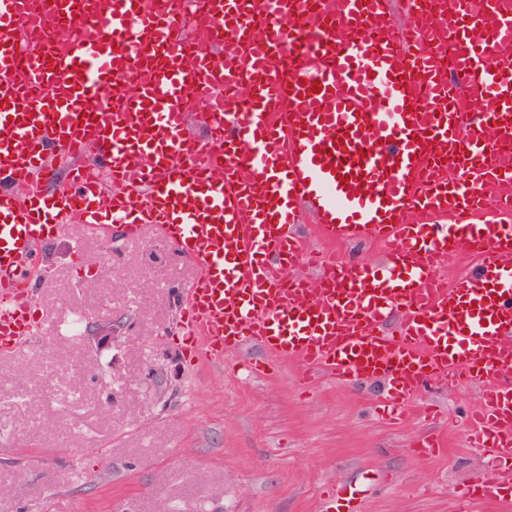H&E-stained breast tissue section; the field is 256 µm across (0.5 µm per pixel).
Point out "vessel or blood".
Here are the masks:
<instances>
[{
  "label": "vessel or blood",
  "instance_id": "obj_1",
  "mask_svg": "<svg viewBox=\"0 0 512 512\" xmlns=\"http://www.w3.org/2000/svg\"><path fill=\"white\" fill-rule=\"evenodd\" d=\"M463 5L465 27L404 0L396 29L391 0H0V355L41 328L43 246L149 230L196 270L182 352L253 343L305 381L385 377L390 422L428 385H477L491 457L456 501L512 495V200L486 203L512 189V0ZM201 10L212 41L190 54ZM53 147L68 177L45 196ZM350 240L385 263L338 253ZM460 254L470 270L437 274ZM360 495L329 487L326 512Z\"/></svg>",
  "mask_w": 512,
  "mask_h": 512
}]
</instances>
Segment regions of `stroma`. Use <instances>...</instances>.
Instances as JSON below:
<instances>
[{
  "label": "stroma",
  "mask_w": 512,
  "mask_h": 512,
  "mask_svg": "<svg viewBox=\"0 0 512 512\" xmlns=\"http://www.w3.org/2000/svg\"><path fill=\"white\" fill-rule=\"evenodd\" d=\"M46 325L0 356V512H323V486L387 475L362 512H457L456 485L481 475L471 446L478 390L428 389L392 425L375 414L383 381L324 375L308 388L295 362L244 346L213 368L159 344L176 321V290L195 276L152 235L100 244L73 227L45 249ZM113 322L91 343L72 323ZM267 362L266 375L243 367ZM442 416L428 425L422 402ZM446 454L406 448L428 428Z\"/></svg>",
  "instance_id": "stroma-1"
}]
</instances>
